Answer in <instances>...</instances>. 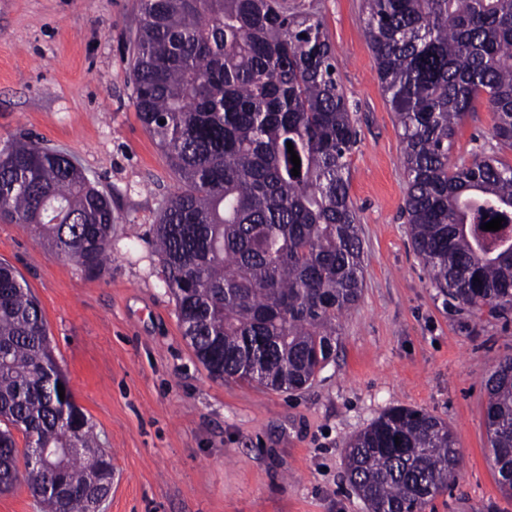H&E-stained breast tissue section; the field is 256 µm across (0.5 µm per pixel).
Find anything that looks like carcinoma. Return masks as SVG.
<instances>
[{
  "label": "carcinoma",
  "mask_w": 512,
  "mask_h": 512,
  "mask_svg": "<svg viewBox=\"0 0 512 512\" xmlns=\"http://www.w3.org/2000/svg\"><path fill=\"white\" fill-rule=\"evenodd\" d=\"M133 104L181 187L155 226L182 335L214 380L309 385L336 350V320L364 282L349 155L358 131L313 12L288 0H140ZM380 88L402 130L404 213L430 283L493 316L512 311V165H449L484 100L512 148V0H364ZM300 159L291 175L287 143ZM503 217V228L481 226ZM0 220L33 225L49 255L95 269L120 222L69 154L0 141ZM65 397H59L58 386ZM489 461L512 498V357L487 381ZM0 492L24 480L43 512H92L110 490L99 447L53 355L26 281L0 262ZM23 433L20 449L13 430ZM400 444H395V441ZM38 448H67L53 474ZM369 512H423L462 459L448 423L392 407L345 447Z\"/></svg>",
  "instance_id": "obj_1"
}]
</instances>
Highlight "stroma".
Here are the masks:
<instances>
[{
	"instance_id": "35a3bbf8",
	"label": "stroma",
	"mask_w": 512,
	"mask_h": 512,
	"mask_svg": "<svg viewBox=\"0 0 512 512\" xmlns=\"http://www.w3.org/2000/svg\"><path fill=\"white\" fill-rule=\"evenodd\" d=\"M354 112L349 195L364 287L312 385L272 392L215 381L179 327L151 230L178 179L140 122L129 41L138 0H0V140L24 134L73 156L121 221L97 270L53 259L38 233L0 223V262L37 298L54 356L115 477L105 512H368L349 485V437L395 406L446 420L456 485L425 512H512L489 461L486 380L512 356V313H473L429 282L402 213V131L382 94L363 0H311ZM486 105L450 159L512 149Z\"/></svg>"
}]
</instances>
